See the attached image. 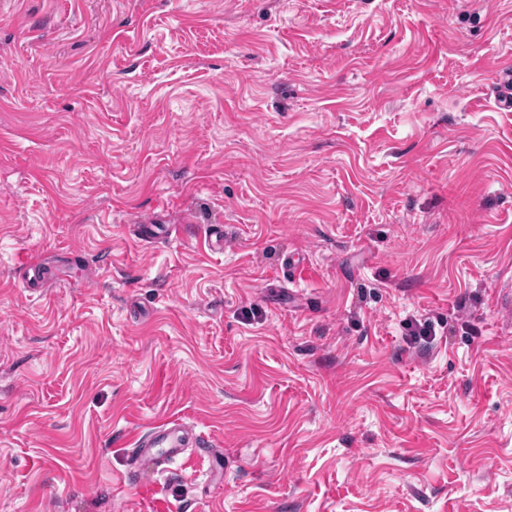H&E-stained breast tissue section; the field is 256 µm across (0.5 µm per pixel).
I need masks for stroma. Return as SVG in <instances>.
<instances>
[{"label":"stroma","mask_w":512,"mask_h":512,"mask_svg":"<svg viewBox=\"0 0 512 512\" xmlns=\"http://www.w3.org/2000/svg\"><path fill=\"white\" fill-rule=\"evenodd\" d=\"M506 68L512 0H0V512H512ZM442 323L441 318L437 319V322L426 318L423 320L413 319L407 322L406 329L408 336L414 343H430L437 336V326ZM213 446L210 436L185 419L160 424L140 433L133 442V463L127 471V480L135 481L143 462L157 470H165L174 461L203 460L201 452Z\"/></svg>","instance_id":"35a3bbf8"}]
</instances>
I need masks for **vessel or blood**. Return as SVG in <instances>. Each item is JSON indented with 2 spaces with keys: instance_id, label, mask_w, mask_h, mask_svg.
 Listing matches in <instances>:
<instances>
[{
  "instance_id": "b4317fda",
  "label": "vessel or blood",
  "mask_w": 512,
  "mask_h": 512,
  "mask_svg": "<svg viewBox=\"0 0 512 512\" xmlns=\"http://www.w3.org/2000/svg\"><path fill=\"white\" fill-rule=\"evenodd\" d=\"M210 436L194 424L184 420L160 424L140 433L133 442V463L127 472L128 480H135L142 463H150L162 470L177 460H201L203 452L211 448Z\"/></svg>"
}]
</instances>
